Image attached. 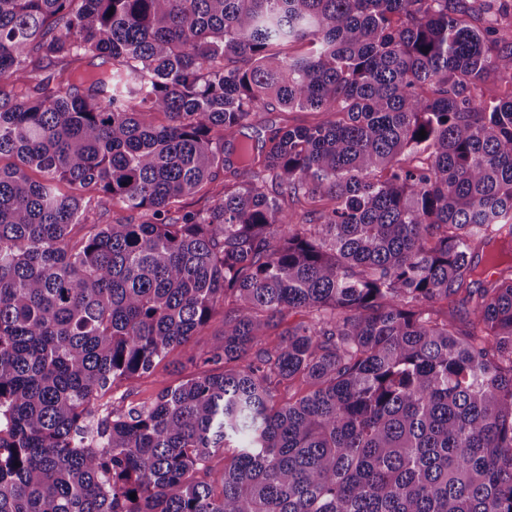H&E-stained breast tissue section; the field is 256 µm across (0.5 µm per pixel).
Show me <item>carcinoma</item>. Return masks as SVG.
Listing matches in <instances>:
<instances>
[{"label":"carcinoma","instance_id":"cac0c4a2","mask_svg":"<svg viewBox=\"0 0 512 512\" xmlns=\"http://www.w3.org/2000/svg\"><path fill=\"white\" fill-rule=\"evenodd\" d=\"M501 40L463 0H0L38 91L0 96V512H512ZM290 108L328 118L241 141ZM195 371L196 368L186 363L184 353L178 348L163 359L150 375L122 383L114 392L103 395L100 401L113 402L117 408L148 406L163 389L178 384Z\"/></svg>","mask_w":512,"mask_h":512}]
</instances>
